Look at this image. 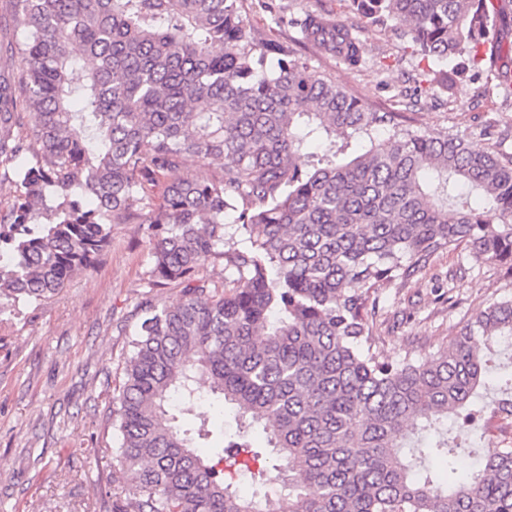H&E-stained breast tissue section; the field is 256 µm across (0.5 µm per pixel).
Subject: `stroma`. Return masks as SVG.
Masks as SVG:
<instances>
[{
    "instance_id": "1",
    "label": "stroma",
    "mask_w": 512,
    "mask_h": 512,
    "mask_svg": "<svg viewBox=\"0 0 512 512\" xmlns=\"http://www.w3.org/2000/svg\"><path fill=\"white\" fill-rule=\"evenodd\" d=\"M307 12L354 18L349 0H244L242 15L257 37L287 44L373 109L407 114L413 131H445L476 150L498 140L512 153V87L485 72L440 88L409 38L363 24L365 64L348 70L302 44L291 20ZM153 265L147 225L116 224L94 270L41 305L0 315V512H108V493L131 487L109 466L120 445L112 395L133 353L138 303L181 298L180 285H157ZM511 296L512 276L459 247L380 293L374 348L421 358L450 345L486 302Z\"/></svg>"
}]
</instances>
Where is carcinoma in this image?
<instances>
[{
  "label": "carcinoma",
  "mask_w": 512,
  "mask_h": 512,
  "mask_svg": "<svg viewBox=\"0 0 512 512\" xmlns=\"http://www.w3.org/2000/svg\"><path fill=\"white\" fill-rule=\"evenodd\" d=\"M408 36L446 88L482 66L512 85V0H350ZM242 0H0V314L45 301L94 267L112 225L147 224L152 275L182 286L141 304L115 398L112 468L135 481L111 512H512V375L476 338H512V298L417 362L373 351L370 298L467 245L512 274V155L417 133L244 24ZM350 69L352 24L294 20ZM388 128L379 141L373 132ZM368 141L347 154L332 136ZM328 142L307 170L296 157ZM215 164L206 181L187 162ZM164 185L156 194L158 185ZM464 186L488 203L468 206ZM234 223L249 234L239 250ZM224 257L231 288L199 270ZM234 413L203 457L208 423L172 412L203 395ZM281 479L274 495L266 474ZM256 484L242 496L237 482Z\"/></svg>",
  "instance_id": "1"
}]
</instances>
